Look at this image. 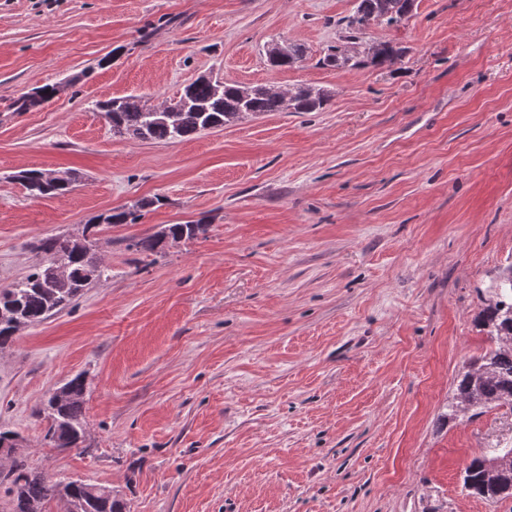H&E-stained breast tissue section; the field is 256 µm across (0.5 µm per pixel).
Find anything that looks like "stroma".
<instances>
[{
    "mask_svg": "<svg viewBox=\"0 0 512 512\" xmlns=\"http://www.w3.org/2000/svg\"><path fill=\"white\" fill-rule=\"evenodd\" d=\"M354 4L0 0V288L38 239L158 200L99 232L107 278L0 349V428L21 439L0 470L105 486L127 512H512L462 485L512 413L443 418L512 265V0H416L366 34L400 61L319 66ZM273 40L306 61L270 67ZM202 75L330 100L171 144L94 108L170 103ZM32 168L76 180L35 199L12 178ZM204 216L203 236L130 247ZM78 374L85 440L55 449L43 403ZM57 92L56 86L46 85L24 94L15 101L16 110L27 112L50 99Z\"/></svg>",
    "mask_w": 512,
    "mask_h": 512,
    "instance_id": "35a3bbf8",
    "label": "stroma"
}]
</instances>
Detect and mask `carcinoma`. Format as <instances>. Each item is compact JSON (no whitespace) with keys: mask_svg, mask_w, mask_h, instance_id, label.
Here are the masks:
<instances>
[{"mask_svg":"<svg viewBox=\"0 0 512 512\" xmlns=\"http://www.w3.org/2000/svg\"><path fill=\"white\" fill-rule=\"evenodd\" d=\"M413 0H356L353 12L342 18L340 40L346 45H331L317 64L359 68L366 64L385 67L400 60L403 48L390 40H377L364 50L361 44L367 26L378 21L399 27L413 11ZM266 57L275 68L288 69L306 59L301 44L280 42L267 45ZM57 87L46 85L24 94L15 101L16 110L27 112L50 99ZM329 101L328 93L311 85H299L280 91L263 85L228 84L200 77L185 86L178 101L169 105L148 106L134 98L98 101L112 132L124 137L155 143H176L214 127H222L245 116L269 112H318ZM28 195L46 198L62 195L70 189L72 177H50L45 170L23 171L15 176ZM158 203L141 199L130 208L113 209L94 217L79 236L53 235L33 245L39 256L30 273L9 288L0 289V348L7 346L15 333L39 324L75 300L92 283L106 276L107 267L97 255L96 228L102 224H135L143 212ZM210 220L201 217L184 224H169L132 244L142 253H160L170 241L193 239L206 233ZM489 328L494 346L472 357L458 373L452 399L448 401L449 421L474 411L503 408L512 412V266L499 278L490 299L479 315ZM63 397L48 401L47 431L44 439L53 448H76L85 436L84 397L86 383L82 375L64 384ZM512 459V441L486 448L471 458L463 470V487L488 501L512 497V463L492 472L488 461ZM0 488L11 498L12 512H45L47 500L58 498L67 512H125L124 503L112 497V490L84 481L52 483L15 461L6 473H0Z\"/></svg>","mask_w":512,"mask_h":512,"instance_id":"carcinoma-1","label":"carcinoma"}]
</instances>
